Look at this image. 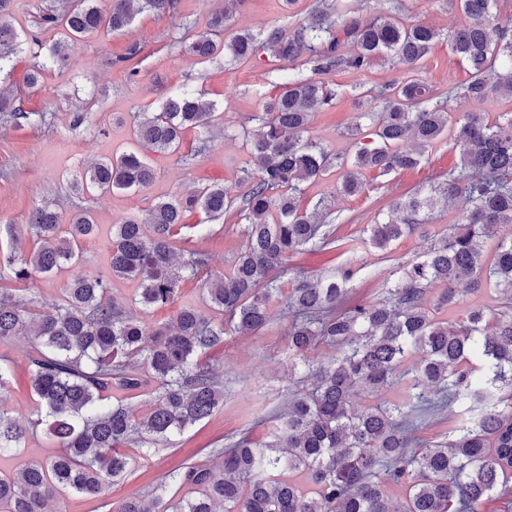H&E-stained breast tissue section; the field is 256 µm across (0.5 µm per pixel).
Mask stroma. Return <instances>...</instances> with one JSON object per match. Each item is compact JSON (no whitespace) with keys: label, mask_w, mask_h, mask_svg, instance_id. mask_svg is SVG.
<instances>
[{"label":"stroma","mask_w":512,"mask_h":512,"mask_svg":"<svg viewBox=\"0 0 512 512\" xmlns=\"http://www.w3.org/2000/svg\"><path fill=\"white\" fill-rule=\"evenodd\" d=\"M51 2L14 0L11 22L26 43L13 60V70L0 74V93L21 100L32 117L16 123L0 116V226L13 225L20 248L29 252L36 244L27 226L34 207L49 204L66 215L90 211L98 231L82 242L81 263L50 275L33 274L27 286L31 294L50 303L61 297L74 276L107 275L114 299L126 307L137 284L110 275L113 225L128 217H144L159 199L185 197L212 182L223 184L229 197L240 196L242 169L250 161L246 136L258 128L257 116L265 102L287 85L293 66L264 58L232 63L219 57L200 62L186 53L184 37L207 31L222 0H178L170 12L146 9L137 13L121 32L102 30L86 37L72 47L68 66L61 71L49 63L47 53L58 38L56 30L37 24L40 12ZM314 2L296 0L293 9L287 10L282 0H246L219 37L227 39L229 33L241 29L261 34L276 25L296 23L306 17ZM402 10L405 19L444 33L462 20L455 0H402ZM36 66L42 67L43 74L38 87L31 89L25 78ZM411 75L442 94L465 84L470 72L443 42L412 73L381 58L363 72L330 74L325 81L336 90V103L316 112L311 138L332 152L353 154L355 147L347 131L358 122V98ZM183 87L214 102L218 116L209 135L188 129L179 153L151 154L156 178L146 189L90 195L74 190L73 174L131 147L133 113L158 111L162 101ZM80 114L85 121L78 125L74 119ZM457 161V152L443 140L426 153L419 168L384 176L363 173L365 188L354 196L339 192L334 173L307 184L304 205L313 206L321 198L328 201L339 220L336 235L342 244L306 249L290 257L293 274L285 278V288H292L295 276L316 278L351 266L355 275L348 285V306L378 300L384 289L397 282L403 265L417 261L429 240L442 237L456 224L462 204L457 201L436 211L427 236L402 238L386 251L362 242L365 225L392 199L429 188ZM185 221L187 227L174 244L176 255L203 251L210 257L212 270L228 271L245 245L241 225L225 217L206 223L196 211L187 213ZM37 343L31 334L5 348L18 362L7 406L23 416L37 410L25 364L26 353ZM202 360L224 382L223 404L209 418L152 447L148 457L137 459L127 473L114 479L105 496L66 497V512H111L113 506L141 498L159 485L174 502L194 496V487L165 482V475L190 463H217V452L230 437L247 433L253 440H268L272 419L305 377L304 371L292 367L288 317L279 312L257 333L225 335Z\"/></svg>","instance_id":"stroma-1"}]
</instances>
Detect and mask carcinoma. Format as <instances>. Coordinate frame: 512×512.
I'll use <instances>...</instances> for the list:
<instances>
[{
	"mask_svg": "<svg viewBox=\"0 0 512 512\" xmlns=\"http://www.w3.org/2000/svg\"><path fill=\"white\" fill-rule=\"evenodd\" d=\"M12 2L0 0V72L20 44L6 21ZM59 2L65 8L46 10L40 24L60 29L61 41L49 50L60 67L86 36L127 27L133 4L157 12L176 7V0ZM243 2L224 0L210 28H224ZM342 2L320 0L300 24L262 35L242 31L223 43L208 31L189 38L185 51L204 62L223 52L234 60L304 57L312 71L266 102L249 144L253 169L245 172L239 198L210 184L183 202H156L142 220L112 225L111 274L139 282L136 303L169 306L180 298V283L204 271L207 301L225 319L216 322L184 305L174 327L149 324L116 303L110 279H72L41 314L40 344L26 356L40 416L21 421L5 409L17 361L0 354V458L18 455L42 426L54 441L44 459L0 471V512H46L57 497L103 496L131 466L123 448L168 442L212 415L224 401V384L200 357L224 342L229 329H264L274 300L291 319L288 349L295 364L308 368L310 383L291 393L266 443L244 437L218 451L220 466L191 464L170 475L197 492L175 504V512H480L491 497L512 494V238L499 240L491 262L484 259L486 242L512 224V118L490 123L474 109L456 112L411 78L386 86L360 113L361 123L349 133L354 156L331 154L309 137L315 112L336 99L319 76L361 72L381 57L413 71L440 40L434 28L396 14L349 17ZM458 2L463 19L448 32V46L470 69L459 99L512 98V15L504 16L500 0ZM0 112L16 123L30 119L3 96ZM214 117V103L184 90L157 112L137 113L134 135L149 151L171 154L186 128L204 133ZM445 137L458 151L448 175L391 201L390 216L363 232L368 244L385 251L429 223L437 205L461 198L465 208L451 234L404 266L399 282L367 306L343 309L354 276L349 267L327 278L297 277L295 288L282 295L290 255L337 242L325 200L310 209L302 205L304 184L336 167L344 170L339 190L357 195L361 171L383 176L415 169ZM409 139L416 149L404 148ZM155 175L144 155L128 151L75 175L74 188L140 190ZM189 209L210 220L232 211L244 223L247 244L229 273H207L204 252L173 264L172 239L186 227ZM96 228L84 210L65 221L47 205L35 208L29 230L39 247L28 254L0 248V279L23 282L34 271L49 275L78 265L81 241ZM434 284L441 285L436 310L453 309L463 294L485 288L500 295L503 310L490 317L484 308H471L454 324L440 321L425 305ZM35 307L27 294L0 290V345L26 335ZM318 345L332 353L314 362L308 353ZM392 386L400 394L390 403L354 404L359 389L377 394ZM114 387L152 389L149 411L108 401ZM444 410L453 420L448 437L421 439L426 417ZM297 471L308 475L313 491L291 481ZM390 485L405 490L397 502L387 494ZM115 512H169V505L154 491Z\"/></svg>",
	"mask_w": 512,
	"mask_h": 512,
	"instance_id": "1",
	"label": "carcinoma"
}]
</instances>
